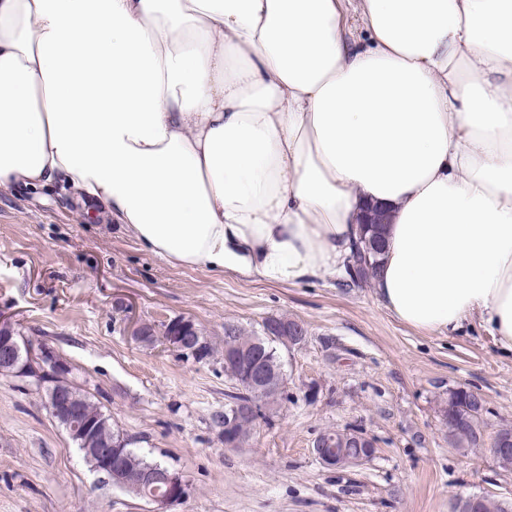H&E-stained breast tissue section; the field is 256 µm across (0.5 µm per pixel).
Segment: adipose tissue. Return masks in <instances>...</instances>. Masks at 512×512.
Here are the masks:
<instances>
[{
  "mask_svg": "<svg viewBox=\"0 0 512 512\" xmlns=\"http://www.w3.org/2000/svg\"><path fill=\"white\" fill-rule=\"evenodd\" d=\"M59 178L174 266L372 278L512 355V0H0V190ZM361 224V227H363L362 237L360 238L361 241H359V244H357V247L355 248L353 254L351 255L350 259H353L354 265L358 263V258L361 257V250H365L368 244L371 245L373 249H376L378 245H380L381 250L384 246V228H385V218L381 221L375 222V224Z\"/></svg>",
  "mask_w": 512,
  "mask_h": 512,
  "instance_id": "1",
  "label": "adipose tissue"
}]
</instances>
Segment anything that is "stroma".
<instances>
[{
	"label": "stroma",
	"mask_w": 512,
	"mask_h": 512,
	"mask_svg": "<svg viewBox=\"0 0 512 512\" xmlns=\"http://www.w3.org/2000/svg\"><path fill=\"white\" fill-rule=\"evenodd\" d=\"M119 297L144 324L191 320L213 358L136 342ZM0 314L59 352L135 448L184 476L189 495L167 512H452L473 494L512 502V469L488 446L460 449L448 437L457 386L481 397L486 437L512 427V356L479 318L425 333L394 318L368 281L290 286L172 266L110 223L105 205L56 180L0 193ZM271 318L308 330L280 351L288 399L245 446H225L212 421L232 387L224 327L259 336ZM346 427L375 440L374 457L323 466L315 439ZM149 510L94 472L31 379L0 375V512Z\"/></svg>",
	"instance_id": "1"
}]
</instances>
